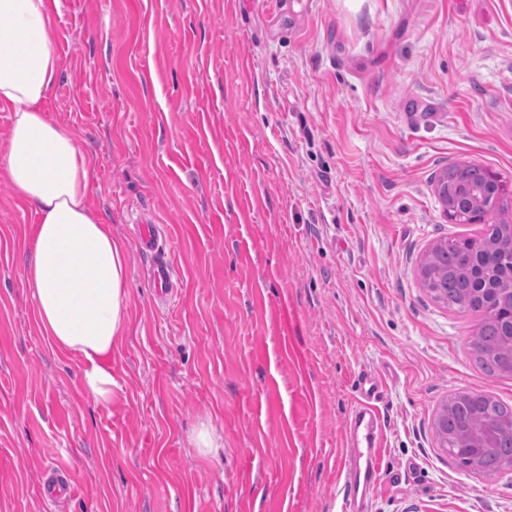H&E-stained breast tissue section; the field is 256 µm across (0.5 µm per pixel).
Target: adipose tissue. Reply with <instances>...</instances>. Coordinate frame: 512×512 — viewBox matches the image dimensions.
Listing matches in <instances>:
<instances>
[{"instance_id":"obj_1","label":"adipose tissue","mask_w":512,"mask_h":512,"mask_svg":"<svg viewBox=\"0 0 512 512\" xmlns=\"http://www.w3.org/2000/svg\"><path fill=\"white\" fill-rule=\"evenodd\" d=\"M62 73L48 0H0V109L10 127L0 174L38 216L24 276L50 345L77 358L85 393L112 400V350L130 323L127 248L91 209L93 170L77 131L52 118Z\"/></svg>"}]
</instances>
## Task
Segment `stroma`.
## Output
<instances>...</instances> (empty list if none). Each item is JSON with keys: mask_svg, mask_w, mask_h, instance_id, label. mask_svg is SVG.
Here are the masks:
<instances>
[{"mask_svg": "<svg viewBox=\"0 0 512 512\" xmlns=\"http://www.w3.org/2000/svg\"><path fill=\"white\" fill-rule=\"evenodd\" d=\"M50 115L79 134L90 201L128 249L130 330L108 404L37 326L38 217L0 175V512H512V469L463 468L435 415L512 405L470 346L480 313L418 275L471 161L512 185V0H60ZM165 231L157 308L132 228ZM382 386L377 473L347 502V421ZM207 431L213 447L196 445ZM40 485L43 490V499L50 505H53L54 501H56L57 490H60V488L70 490L66 470L61 468L43 473Z\"/></svg>", "mask_w": 512, "mask_h": 512, "instance_id": "obj_1", "label": "stroma"}]
</instances>
